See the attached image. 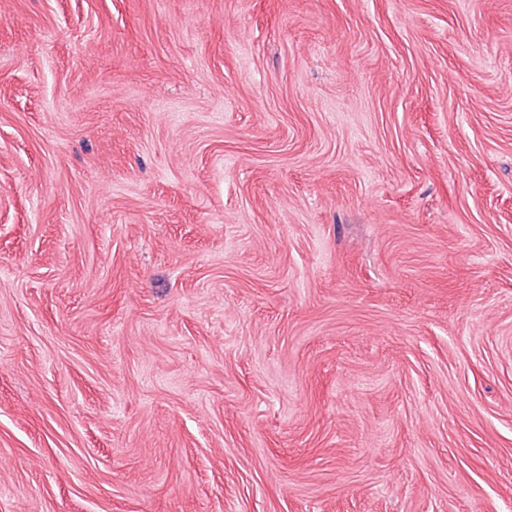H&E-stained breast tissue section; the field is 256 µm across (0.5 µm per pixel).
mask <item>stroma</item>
<instances>
[{
	"label": "stroma",
	"mask_w": 512,
	"mask_h": 512,
	"mask_svg": "<svg viewBox=\"0 0 512 512\" xmlns=\"http://www.w3.org/2000/svg\"><path fill=\"white\" fill-rule=\"evenodd\" d=\"M0 512H512V0H0Z\"/></svg>",
	"instance_id": "stroma-1"
}]
</instances>
